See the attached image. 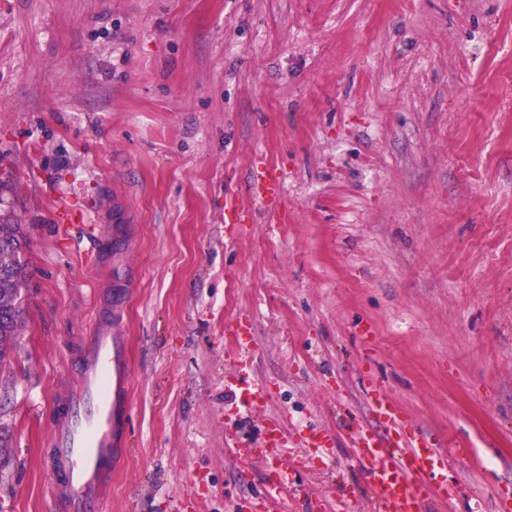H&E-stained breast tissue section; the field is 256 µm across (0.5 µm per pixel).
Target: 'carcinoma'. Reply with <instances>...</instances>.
<instances>
[{"mask_svg":"<svg viewBox=\"0 0 512 512\" xmlns=\"http://www.w3.org/2000/svg\"><path fill=\"white\" fill-rule=\"evenodd\" d=\"M27 236L13 216L0 218V361L10 357L23 323L22 292L28 287Z\"/></svg>","mask_w":512,"mask_h":512,"instance_id":"obj_1","label":"carcinoma"}]
</instances>
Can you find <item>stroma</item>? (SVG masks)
I'll list each match as a JSON object with an SVG mask.
<instances>
[{"mask_svg":"<svg viewBox=\"0 0 512 512\" xmlns=\"http://www.w3.org/2000/svg\"><path fill=\"white\" fill-rule=\"evenodd\" d=\"M280 199L261 206L265 170ZM238 201L236 214L224 209ZM30 234L0 512H56L54 391L124 287L106 512H260L285 417L328 512L373 491L368 378L448 439L446 512L512 508V0H0V211ZM247 326V410L224 386ZM332 438L326 432H315L305 439L303 448H296L290 452V465L298 466L302 461H309L317 457L321 448H326Z\"/></svg>","mask_w":512,"mask_h":512,"instance_id":"1","label":"stroma"}]
</instances>
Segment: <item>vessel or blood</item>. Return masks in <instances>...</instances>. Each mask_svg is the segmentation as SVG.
Wrapping results in <instances>:
<instances>
[{
	"instance_id": "obj_1",
	"label": "vessel or blood",
	"mask_w": 512,
	"mask_h": 512,
	"mask_svg": "<svg viewBox=\"0 0 512 512\" xmlns=\"http://www.w3.org/2000/svg\"><path fill=\"white\" fill-rule=\"evenodd\" d=\"M225 385L247 408L266 395L263 386L242 376L227 379ZM130 386L126 322L117 305L111 324L99 327L86 343L76 377L56 394L51 444L62 512H103L112 475L127 452ZM371 410L385 433L354 431L350 440L375 491L372 512H425L430 503L447 505L457 489L446 480V441L413 426L387 396H378ZM329 441L327 433L315 432L304 447L287 450L282 423L274 419L260 448L233 438L225 452L242 465L262 455L274 473L261 496L266 512H288L289 503L302 493L290 477L291 466L316 457Z\"/></svg>"
}]
</instances>
